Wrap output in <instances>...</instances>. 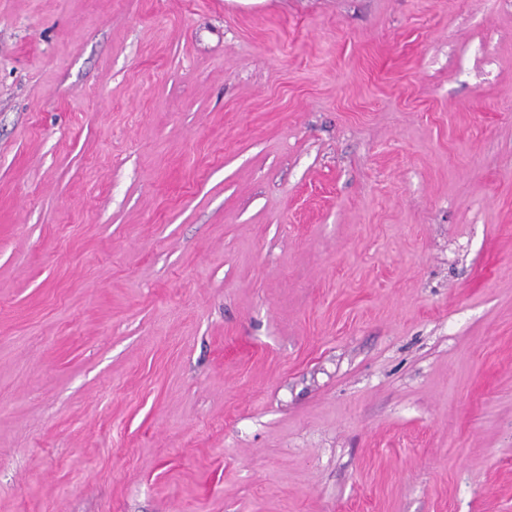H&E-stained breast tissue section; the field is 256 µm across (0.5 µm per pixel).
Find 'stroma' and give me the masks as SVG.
Listing matches in <instances>:
<instances>
[{
    "label": "stroma",
    "mask_w": 512,
    "mask_h": 512,
    "mask_svg": "<svg viewBox=\"0 0 512 512\" xmlns=\"http://www.w3.org/2000/svg\"><path fill=\"white\" fill-rule=\"evenodd\" d=\"M0 512H512V0H0Z\"/></svg>",
    "instance_id": "stroma-1"
}]
</instances>
